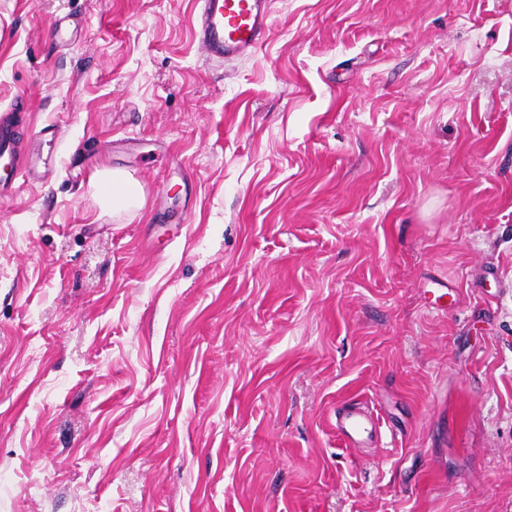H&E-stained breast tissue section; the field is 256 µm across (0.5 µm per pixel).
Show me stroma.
Wrapping results in <instances>:
<instances>
[{
	"mask_svg": "<svg viewBox=\"0 0 512 512\" xmlns=\"http://www.w3.org/2000/svg\"><path fill=\"white\" fill-rule=\"evenodd\" d=\"M3 112L0 512H512V0H0ZM199 41L209 58L251 56L269 27L270 0H198ZM15 130L9 118L0 117V160L3 159L4 168L8 167L6 180L0 182V198L13 194L15 180L24 183L40 181L41 176L34 163L29 160L20 161L14 157ZM336 428L345 447L373 448L379 436V419L359 407H347L338 413Z\"/></svg>",
	"mask_w": 512,
	"mask_h": 512,
	"instance_id": "1",
	"label": "stroma"
}]
</instances>
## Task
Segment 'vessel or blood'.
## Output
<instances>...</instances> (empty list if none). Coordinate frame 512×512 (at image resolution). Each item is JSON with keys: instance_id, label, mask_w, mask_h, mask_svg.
<instances>
[{"instance_id": "vessel-or-blood-1", "label": "vessel or blood", "mask_w": 512, "mask_h": 512, "mask_svg": "<svg viewBox=\"0 0 512 512\" xmlns=\"http://www.w3.org/2000/svg\"><path fill=\"white\" fill-rule=\"evenodd\" d=\"M199 41L209 58L227 61L251 56L269 27L270 0H198ZM15 130L10 119H0V162L9 172L0 182V198L12 195L15 182L39 180L31 161L14 157ZM336 428L345 447L371 448L379 436L373 413L348 407L337 415Z\"/></svg>"}]
</instances>
